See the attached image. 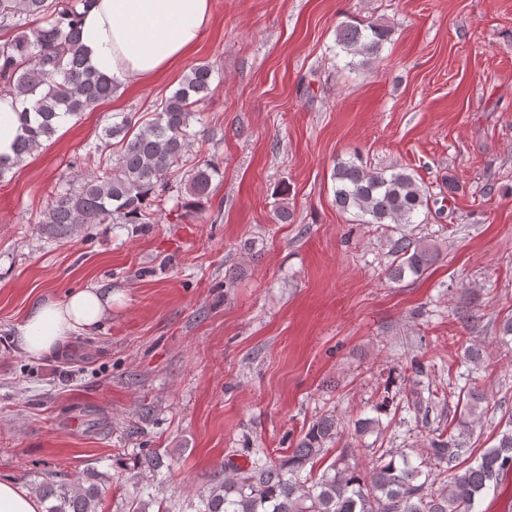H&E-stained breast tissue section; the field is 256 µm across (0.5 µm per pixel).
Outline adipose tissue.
Masks as SVG:
<instances>
[{"instance_id":"1","label":"adipose tissue","mask_w":512,"mask_h":512,"mask_svg":"<svg viewBox=\"0 0 512 512\" xmlns=\"http://www.w3.org/2000/svg\"><path fill=\"white\" fill-rule=\"evenodd\" d=\"M210 16V0H96L83 18L82 40L98 72L119 85L145 82L195 46ZM111 307V295L95 288L38 304L18 326L17 340L34 355L61 350L73 332L95 327Z\"/></svg>"}]
</instances>
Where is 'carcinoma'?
<instances>
[{"label": "carcinoma", "mask_w": 512, "mask_h": 512, "mask_svg": "<svg viewBox=\"0 0 512 512\" xmlns=\"http://www.w3.org/2000/svg\"><path fill=\"white\" fill-rule=\"evenodd\" d=\"M95 0H0V27L13 35L0 43V97L20 101L14 109L20 133L14 155L0 154V180L51 139L61 122L80 117L112 97L116 86L94 70L82 42L80 14ZM385 23H344L336 47L346 55L376 59L390 40ZM208 63L190 67L173 94L156 104L152 118L122 115L102 128L99 144L83 156L84 171L56 191L38 230L48 241L68 239L88 224H152L168 203L187 209L209 198L217 168L207 161L184 167L191 123L212 92ZM122 142L109 165L99 157L112 140ZM184 172L185 195L173 196L164 176ZM334 199L363 224H381L399 234L393 240L395 265L389 277L422 275L438 257L432 244L405 233L430 209V196L405 167L371 170L358 158L341 159L333 171ZM459 412V433L436 428L427 451L417 455L384 448L377 464L362 468L331 464L314 479L306 467L340 437L336 417L315 420L292 452L276 460L255 458L245 467L232 462L213 476L195 512H475L489 490L512 475V417L498 443L474 465L459 468L466 438L481 418L485 391L468 386ZM102 474L91 470L75 479L59 476L35 486L47 512H98Z\"/></svg>", "instance_id": "carcinoma-1"}]
</instances>
